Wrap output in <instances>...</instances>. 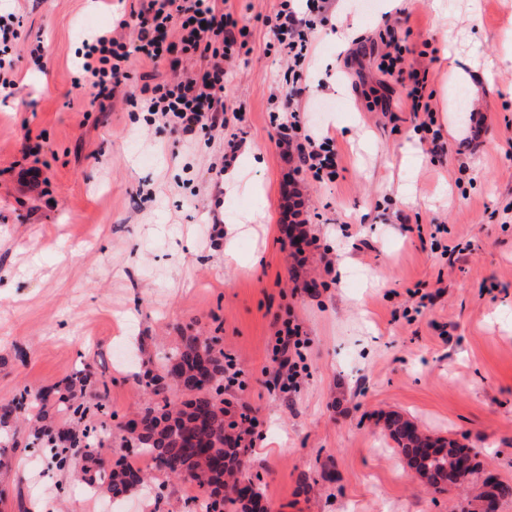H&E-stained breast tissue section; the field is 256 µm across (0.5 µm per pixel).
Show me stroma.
<instances>
[{
  "instance_id": "stroma-1",
  "label": "stroma",
  "mask_w": 512,
  "mask_h": 512,
  "mask_svg": "<svg viewBox=\"0 0 512 512\" xmlns=\"http://www.w3.org/2000/svg\"><path fill=\"white\" fill-rule=\"evenodd\" d=\"M279 2L224 0L249 30L226 66L245 141L225 180L223 134L179 138L122 101L94 112L90 90L73 88L83 38L115 26L128 0H0L22 20L16 85L0 94V401L88 357L124 416L143 397L118 354L148 360L216 333L244 375L224 399L260 422L246 463L269 512H481L483 475L512 483V0H333L308 84L338 175L302 187L318 247L301 264L283 247L288 165L268 116L285 65L263 19ZM389 24L409 32L408 63L429 69L447 159L431 161L401 82L377 67ZM343 26L355 38L342 46ZM452 54L474 65L463 113ZM232 222L246 228L233 242L217 230ZM437 224L440 245L466 246L454 264L420 244ZM419 289L433 295L423 308ZM288 318L308 346L301 385L284 394L269 354ZM392 412L472 448L479 475L427 491L387 436ZM14 457L0 512H147L144 491L107 507L50 457Z\"/></svg>"
}]
</instances>
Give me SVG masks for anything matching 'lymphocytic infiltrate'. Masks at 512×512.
Returning a JSON list of instances; mask_svg holds the SVG:
<instances>
[{
  "label": "lymphocytic infiltrate",
  "mask_w": 512,
  "mask_h": 512,
  "mask_svg": "<svg viewBox=\"0 0 512 512\" xmlns=\"http://www.w3.org/2000/svg\"><path fill=\"white\" fill-rule=\"evenodd\" d=\"M139 9L116 28L96 32L83 42V62L72 79L74 88L91 85V104L98 111L112 108L116 92H123L128 105L147 112L148 124H159L171 133L188 136L196 132H221L228 127L224 106L225 65L242 48L246 35L232 14L224 12L221 0H139ZM330 0H306L305 11H297L290 0H280V8L265 22L287 61L284 79L288 85L271 119L275 123L277 144L288 164L284 176L283 221L290 227L288 236L295 254L316 247L306 226L310 222L300 186L305 179L322 183L336 177L339 154L333 137L305 132L301 112L307 92L302 83L309 61L313 34L325 19ZM134 26V37H125L127 26ZM379 57V69L394 74L405 83L412 114L420 115L418 131L429 142L428 153L446 157L449 145L440 130L425 95L427 70L406 65L409 47L395 29H388ZM183 53L198 55L203 65L170 81L143 83L128 89L129 65L140 60L154 65L169 62L178 66ZM303 345L298 325L285 323L271 350V359L288 370V385L296 387L299 377L295 361Z\"/></svg>",
  "instance_id": "obj_1"
}]
</instances>
